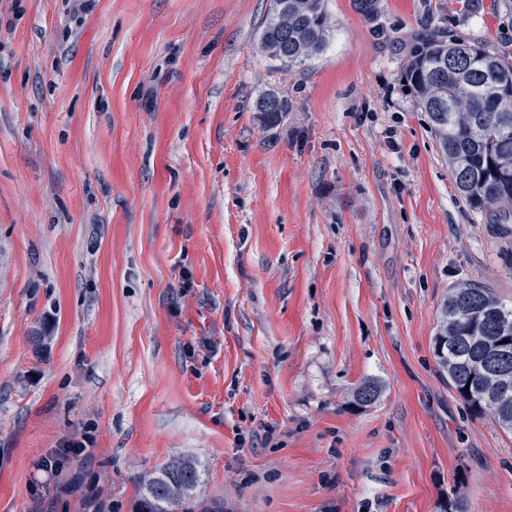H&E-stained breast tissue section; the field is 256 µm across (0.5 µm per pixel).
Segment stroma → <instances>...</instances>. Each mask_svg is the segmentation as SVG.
Instances as JSON below:
<instances>
[{
  "mask_svg": "<svg viewBox=\"0 0 512 512\" xmlns=\"http://www.w3.org/2000/svg\"><path fill=\"white\" fill-rule=\"evenodd\" d=\"M378 3L328 0L288 71L270 0H0V512H136L181 456L224 512H512V432L432 350L454 284L512 304L508 248L401 80L423 27L510 56L512 30ZM257 110L261 112L264 120L270 126L275 125L282 112H287L288 102L275 95H268L257 103Z\"/></svg>",
  "mask_w": 512,
  "mask_h": 512,
  "instance_id": "1",
  "label": "stroma"
}]
</instances>
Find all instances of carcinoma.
Returning a JSON list of instances; mask_svg holds the SVG:
<instances>
[{"label":"carcinoma","instance_id":"obj_1","mask_svg":"<svg viewBox=\"0 0 512 512\" xmlns=\"http://www.w3.org/2000/svg\"><path fill=\"white\" fill-rule=\"evenodd\" d=\"M333 34L326 0H271L259 40L282 68L322 55ZM404 87L424 112L455 188L498 234L512 239V58L479 42L424 30L403 67ZM257 110L270 126L288 102L268 95ZM448 385L476 416L512 432V304L494 289L465 281L448 289L433 337ZM379 393L363 382L355 402ZM203 471L192 457L173 458L140 478L138 512H195Z\"/></svg>","mask_w":512,"mask_h":512}]
</instances>
